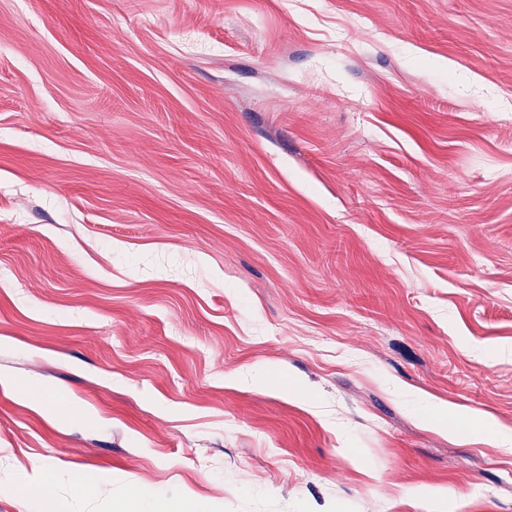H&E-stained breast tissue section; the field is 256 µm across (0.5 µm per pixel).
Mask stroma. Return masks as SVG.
I'll return each instance as SVG.
<instances>
[{
  "mask_svg": "<svg viewBox=\"0 0 512 512\" xmlns=\"http://www.w3.org/2000/svg\"><path fill=\"white\" fill-rule=\"evenodd\" d=\"M440 403L512 432V0H0V512H512ZM41 481L25 484L18 488L17 494L28 501L34 509V511H43L41 509V504L43 501L41 487L42 483L46 481H50L56 478V472L49 468L48 466L41 465L39 467Z\"/></svg>",
  "mask_w": 512,
  "mask_h": 512,
  "instance_id": "35a3bbf8",
  "label": "stroma"
}]
</instances>
